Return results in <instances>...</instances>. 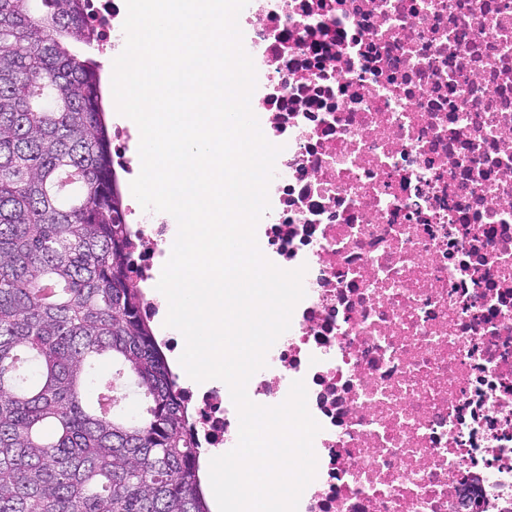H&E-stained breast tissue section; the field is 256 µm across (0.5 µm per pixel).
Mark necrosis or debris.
<instances>
[{
	"label": "necrosis or debris",
	"instance_id": "4bbe7bcc",
	"mask_svg": "<svg viewBox=\"0 0 512 512\" xmlns=\"http://www.w3.org/2000/svg\"><path fill=\"white\" fill-rule=\"evenodd\" d=\"M122 52L124 0H88ZM253 112L279 145L256 237L304 298L247 384L304 380L321 429L298 512H512V0H250ZM149 321L172 225L135 198ZM201 455L231 450L226 384L184 388Z\"/></svg>",
	"mask_w": 512,
	"mask_h": 512
}]
</instances>
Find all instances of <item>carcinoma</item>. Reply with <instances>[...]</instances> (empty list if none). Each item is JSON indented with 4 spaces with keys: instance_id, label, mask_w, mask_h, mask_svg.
I'll list each match as a JSON object with an SVG mask.
<instances>
[{
    "instance_id": "carcinoma-1",
    "label": "carcinoma",
    "mask_w": 512,
    "mask_h": 512,
    "mask_svg": "<svg viewBox=\"0 0 512 512\" xmlns=\"http://www.w3.org/2000/svg\"><path fill=\"white\" fill-rule=\"evenodd\" d=\"M84 0H0V512H211L127 275ZM112 364V379L97 374ZM137 382L128 418L115 378Z\"/></svg>"
}]
</instances>
